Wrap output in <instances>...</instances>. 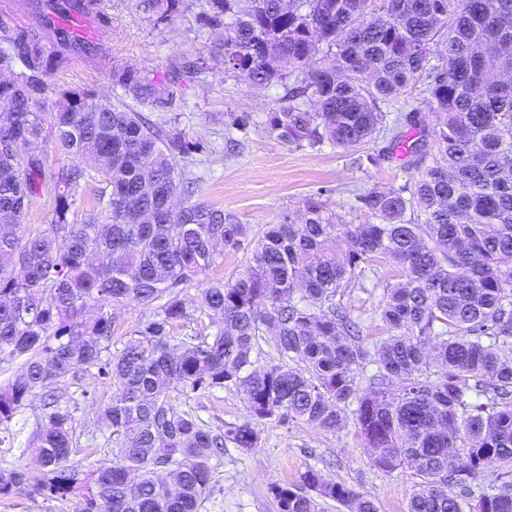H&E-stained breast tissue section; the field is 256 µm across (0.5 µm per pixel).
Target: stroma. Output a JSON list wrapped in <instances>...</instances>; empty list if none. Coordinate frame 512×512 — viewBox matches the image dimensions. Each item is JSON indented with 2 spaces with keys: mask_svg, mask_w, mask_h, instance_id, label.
<instances>
[{
  "mask_svg": "<svg viewBox=\"0 0 512 512\" xmlns=\"http://www.w3.org/2000/svg\"><path fill=\"white\" fill-rule=\"evenodd\" d=\"M101 6L112 17L108 42L115 58L133 61L160 80L166 79L176 62L188 59L202 65L197 73L183 76L176 88L174 111L155 113L154 118L175 124L207 146L187 166L196 181L194 201L233 213L248 228L243 244L225 249L209 269V279L237 278L266 225L280 223L287 215L301 218L310 198L321 197L343 221L357 224L363 216L351 208L353 192L401 184L402 151L377 165L368 161L387 147V139L347 149L326 144L314 150H291L274 141L265 129L266 114L287 103L292 82L286 79L258 88L241 75L225 72L219 32L197 22L205 0H185L182 12L168 23L145 12L141 0H101ZM50 85L46 95L50 110L59 90L66 88L90 86L115 100L122 96L106 73L81 62L53 76ZM243 112L250 113L252 122L241 130L233 118ZM367 275L365 289H348L343 301L360 322L364 336L372 339L383 333L375 313L396 270L377 263ZM180 405L214 427L246 414L241 395L225 389L192 396ZM36 415V410L27 408L15 417L18 435L11 450L0 449V468L19 465L28 468L31 478H40L32 440ZM260 431L261 446L255 451L227 448L223 465L212 474L213 492L201 512H277L271 485L298 482L310 467L367 493L378 512H407L417 482L413 470L404 467L388 475L372 467L354 423L325 433L301 422L281 426L267 421ZM76 441L82 465L89 467L111 456L112 443L107 431L99 429L94 412L77 413Z\"/></svg>",
  "mask_w": 512,
  "mask_h": 512,
  "instance_id": "1",
  "label": "stroma"
}]
</instances>
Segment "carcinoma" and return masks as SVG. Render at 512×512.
Segmentation results:
<instances>
[{
	"mask_svg": "<svg viewBox=\"0 0 512 512\" xmlns=\"http://www.w3.org/2000/svg\"><path fill=\"white\" fill-rule=\"evenodd\" d=\"M375 2L208 0L199 22L221 31L224 70L258 87L299 74L266 115L272 139L349 148L389 133L403 140L406 180L352 192L359 224L309 200L301 220L268 225L241 276L204 281L189 302L179 288L247 237L230 212L173 207L194 185L181 162L204 144L93 88L62 89L60 108L44 111L49 78L77 58L144 107L165 111L173 93L52 25L76 8L110 26L98 0H26L34 21L0 18V100L13 106L0 112V366L23 359L0 388V445L40 402L43 470L33 485L22 467L0 470V499L31 487L69 512H200L224 448L260 447L259 423L334 433L350 418L372 467L414 469L407 512H512V81L490 78L512 75V0ZM181 4L146 0L159 21ZM419 81L423 98L386 124L383 107ZM39 140L82 163L47 166L24 149ZM91 181L106 219L78 222L74 196ZM45 191L51 224L27 236ZM382 260L399 275L378 307L387 335L369 346L341 297ZM130 303L150 315L114 354L112 308ZM198 312L213 330L184 333ZM69 379L85 382L81 401L115 443L86 489L76 418L58 394ZM101 387L112 389L103 406ZM218 388L243 396L244 421L214 429L178 405ZM270 491L277 512H319L321 500L378 512L313 468Z\"/></svg>",
	"mask_w": 512,
	"mask_h": 512,
	"instance_id": "cac0c4a2",
	"label": "carcinoma"
}]
</instances>
